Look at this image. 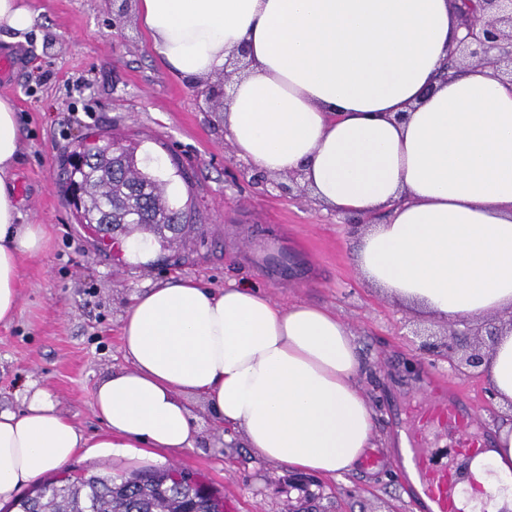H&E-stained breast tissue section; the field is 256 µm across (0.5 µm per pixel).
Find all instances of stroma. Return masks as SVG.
I'll use <instances>...</instances> for the list:
<instances>
[{
	"mask_svg": "<svg viewBox=\"0 0 512 512\" xmlns=\"http://www.w3.org/2000/svg\"><path fill=\"white\" fill-rule=\"evenodd\" d=\"M38 16L24 33L0 31V54L18 67L0 81L13 104L22 151L14 181L21 221L45 225V254L22 262L18 312L0 324V409L21 410L35 380L91 438L106 432L93 409L105 376L128 368L121 325L133 296L172 278L221 288L250 282L282 305L315 303L336 313L355 337L358 384L374 417L380 463L340 479L295 474L264 462L239 432L215 427L200 398L189 405L200 435L177 455H76L72 470L127 475L169 466L198 477L224 499V512H414L404 486L396 408L415 410L433 378L462 393L488 431L512 422V408L491 400L485 378L454 374L446 360L413 343L415 330L444 333L442 320L410 310L372 288L357 267L359 244L347 218L300 186L284 193L255 181L224 135L222 101L205 102L154 53L136 19V0H29ZM116 126L146 135L152 156L176 159L187 180L182 199L197 212L205 242L189 260H149L95 251L91 228L75 224L58 186L59 159L85 134Z\"/></svg>",
	"mask_w": 512,
	"mask_h": 512,
	"instance_id": "35a3bbf8",
	"label": "stroma"
}]
</instances>
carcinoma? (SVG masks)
Returning <instances> with one entry per match:
<instances>
[{
    "label": "carcinoma",
    "mask_w": 512,
    "mask_h": 512,
    "mask_svg": "<svg viewBox=\"0 0 512 512\" xmlns=\"http://www.w3.org/2000/svg\"><path fill=\"white\" fill-rule=\"evenodd\" d=\"M112 140L100 132L89 141H78L59 160L60 188L76 213L88 226L112 222L128 225L126 235L145 230L150 224H180L194 228V210L180 206L167 194L171 176L149 166V157H138L129 147L130 162L114 172L99 157ZM200 482L175 480L172 469H150L128 477L83 474L71 480L53 479L37 485L34 494L15 503L27 512H224V500L212 493L202 495Z\"/></svg>",
    "instance_id": "obj_1"
}]
</instances>
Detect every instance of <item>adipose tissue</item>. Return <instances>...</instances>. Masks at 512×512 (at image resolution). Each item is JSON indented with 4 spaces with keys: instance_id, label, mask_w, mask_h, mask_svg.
I'll list each match as a JSON object with an SVG mask.
<instances>
[{
    "instance_id": "ef3b65f1",
    "label": "adipose tissue",
    "mask_w": 512,
    "mask_h": 512,
    "mask_svg": "<svg viewBox=\"0 0 512 512\" xmlns=\"http://www.w3.org/2000/svg\"><path fill=\"white\" fill-rule=\"evenodd\" d=\"M153 51L198 84L245 48L224 102L236 155L271 175L300 174L347 217L388 210L356 252L365 279L405 306L447 319L512 308V85L469 64L439 73L464 37L449 0H137ZM17 116L0 99V323L18 310L23 258L45 230L21 223L14 191ZM128 369L101 380L96 440L28 382L20 412L0 410V501L76 454L175 455L199 430L187 397L242 433L261 460L332 478L372 445L349 328L326 307L283 306L258 286L171 279L137 293L121 328ZM512 405V331L486 364ZM475 508H512V423L468 460Z\"/></svg>"
}]
</instances>
